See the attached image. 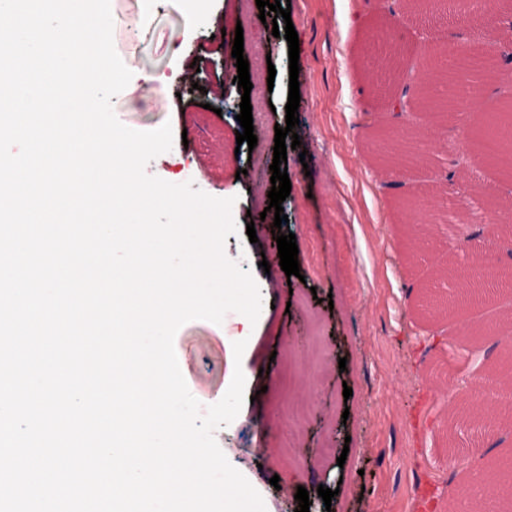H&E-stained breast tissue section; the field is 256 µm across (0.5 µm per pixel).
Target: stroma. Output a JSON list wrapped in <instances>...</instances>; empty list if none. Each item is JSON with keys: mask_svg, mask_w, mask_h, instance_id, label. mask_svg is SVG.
Listing matches in <instances>:
<instances>
[{"mask_svg": "<svg viewBox=\"0 0 512 512\" xmlns=\"http://www.w3.org/2000/svg\"><path fill=\"white\" fill-rule=\"evenodd\" d=\"M113 41L133 77L113 97L121 123L140 131L171 124L172 150L148 171L171 183L193 182L219 198H234L239 235L226 239L229 257L251 271L263 306L242 358L232 345L240 314L222 323L193 320L176 333L174 348L191 394L205 406L217 402L235 368L245 376L241 411L215 438L228 461L279 512L305 487L309 512H453L469 470L490 469L512 450V423L499 422L498 407L470 394L484 372L501 382L500 366L512 348V302L482 304L462 312L428 313L422 300L430 285L454 286L446 268L481 251L485 225L494 221L485 196L512 199V178L491 166L478 147L467 115L437 126L423 112L407 121L429 138V160L415 161L397 177L373 158L374 136L388 120L383 91L392 77L393 51L419 60L430 48L462 41L482 52L483 19L448 11L421 21L399 12L394 0H291L300 58V150H288L291 192L283 203L295 234L300 274L287 278L270 227L250 242L248 212L269 205L268 161L275 129L286 124L289 55L285 38L272 34L273 12L256 0H209L191 18L183 0H111ZM243 21L245 48L265 56L249 63L250 96L273 103L255 128L254 149L238 147L237 85L225 79L222 31ZM307 151L308 163L299 160ZM467 156L441 198L424 197L409 211L399 198L414 193L433 174ZM467 205L471 220L456 223ZM449 214L435 225V210ZM268 268H261L263 254ZM503 319L497 335L481 341L463 335ZM352 396H344V387ZM308 400L299 434L288 426L289 396ZM474 411L497 419L490 435L474 439L458 416ZM347 449L345 463L323 458L326 446ZM278 485H271V478ZM333 489L324 504L318 486Z\"/></svg>", "mask_w": 512, "mask_h": 512, "instance_id": "35a3bbf8", "label": "stroma"}]
</instances>
